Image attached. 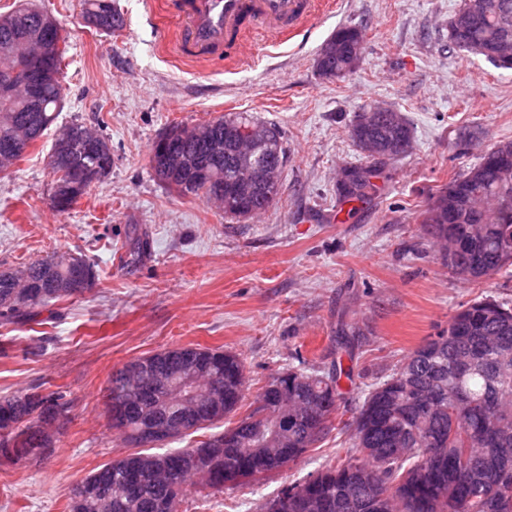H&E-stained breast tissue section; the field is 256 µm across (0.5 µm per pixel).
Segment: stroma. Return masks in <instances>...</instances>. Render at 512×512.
I'll return each instance as SVG.
<instances>
[{"mask_svg":"<svg viewBox=\"0 0 512 512\" xmlns=\"http://www.w3.org/2000/svg\"><path fill=\"white\" fill-rule=\"evenodd\" d=\"M61 24L68 51L57 121L8 176H0V270L55 251L98 263L86 295L43 308L34 321L0 322V396L62 393L67 408L40 457L0 463V512H68L72 487L129 448L109 418L113 370L173 346L223 349L245 363L246 397L277 372L339 357L336 323L363 331L353 365L365 382L447 329L463 303L487 291L512 302V277L476 288L452 278L422 224L432 193L512 141V70L448 46L462 0H340L299 45L253 50L245 62L182 58L174 19H153L156 0H115L124 26L85 24L83 0H31ZM355 26L363 57L341 78L315 60L334 31ZM401 111L413 150L388 161L367 202H340L337 174L361 156L349 138L357 112ZM228 112L278 125L287 163L279 201L253 218L184 198L150 166L170 125L192 127ZM112 147L110 174L67 211L48 204L49 160L71 123ZM149 246L128 257L133 233ZM348 432L330 434L270 477L200 500L182 512H260L291 483L346 456Z\"/></svg>","mask_w":512,"mask_h":512,"instance_id":"obj_1","label":"stroma"}]
</instances>
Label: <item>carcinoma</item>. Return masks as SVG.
I'll return each instance as SVG.
<instances>
[{
  "mask_svg": "<svg viewBox=\"0 0 512 512\" xmlns=\"http://www.w3.org/2000/svg\"><path fill=\"white\" fill-rule=\"evenodd\" d=\"M478 18L461 26L450 25L448 42L460 52L488 58L494 41L512 43V0H479ZM43 11L20 5L0 14V71L17 65L30 53L21 40L26 32L42 29ZM83 20L103 33L123 27L112 0H85ZM363 37L358 27H340L331 39L343 52L324 62L319 76H344L349 53ZM62 102L61 82L48 84L39 104L22 95L0 102V141L15 136L18 122L28 120L46 131L56 120ZM361 115L353 119L348 133L352 142L367 138L376 144L395 141L402 155L413 149L409 122L398 129L379 117L365 127ZM255 125L246 112L227 113L202 125L224 138L227 127ZM181 153L194 160L204 145L186 130ZM387 156L380 153L366 160L367 177L354 188L341 190L347 201L361 200L374 189L380 175L377 165ZM213 173L233 186L238 170L232 151L226 149L213 162ZM182 197L208 200L209 188L192 169L162 179ZM453 186L462 200L473 196L494 197L497 206L474 216L460 207L457 223H448L442 206L445 191ZM73 189L57 198L53 209L69 210L84 194ZM425 231L433 239L444 238L455 249L442 254L448 271L469 283H481L512 269V159L503 162L491 150L480 161L452 177L433 195L425 211ZM28 281L30 303L24 308L3 305L15 286ZM80 281L84 287L53 288L54 282ZM99 280L97 265L62 252L29 264L17 275L0 271V319L28 321L32 309L69 299L92 290ZM340 347L354 356L361 331L347 324L338 329ZM142 361L168 365V383L154 386L139 411L128 420L123 439L140 448L103 465L76 486L69 499V512H107L104 500L121 501L124 509L112 512H179L183 487L193 483L203 498L226 487L261 480L296 460L306 449L320 443L337 429L335 422L342 400L341 379L355 382L353 367L290 368L273 377L256 395L255 407L224 432L212 434L194 448H169L171 441H153L140 431L157 416L173 414L170 387L177 375L199 365L220 377L224 408L212 422H219L243 406L245 365L235 353L220 349L174 346L145 356ZM137 362H129L112 374L108 401L114 403L132 390L127 377ZM288 391L293 407L288 409V443L273 456L264 444L279 410L282 390ZM363 399L353 421V451L336 465L288 486L266 503L261 512H512V306L490 296L460 306L448 321V329L427 340L391 369L382 380L364 385ZM66 402L58 392L14 394L0 397V459L21 460L49 447L38 431V422L54 420ZM204 457L209 475L203 480L182 471L183 455ZM155 457L173 470L167 485L152 474L140 472L131 478L135 463Z\"/></svg>",
  "mask_w": 512,
  "mask_h": 512,
  "instance_id": "obj_1",
  "label": "carcinoma"
}]
</instances>
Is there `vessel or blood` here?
<instances>
[{
	"label": "vessel or blood",
	"mask_w": 512,
	"mask_h": 512,
	"mask_svg": "<svg viewBox=\"0 0 512 512\" xmlns=\"http://www.w3.org/2000/svg\"><path fill=\"white\" fill-rule=\"evenodd\" d=\"M181 19L177 44L192 57L242 56L247 37L281 45L300 36L316 12L315 0H166Z\"/></svg>",
	"instance_id": "obj_1"
}]
</instances>
